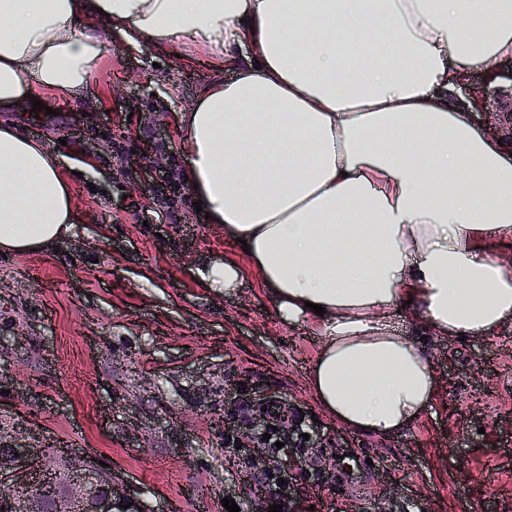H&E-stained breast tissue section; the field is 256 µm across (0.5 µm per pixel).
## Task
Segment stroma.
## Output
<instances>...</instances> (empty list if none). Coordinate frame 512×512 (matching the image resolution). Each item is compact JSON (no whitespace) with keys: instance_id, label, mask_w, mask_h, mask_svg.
Instances as JSON below:
<instances>
[{"instance_id":"stroma-1","label":"stroma","mask_w":512,"mask_h":512,"mask_svg":"<svg viewBox=\"0 0 512 512\" xmlns=\"http://www.w3.org/2000/svg\"><path fill=\"white\" fill-rule=\"evenodd\" d=\"M86 23L106 42L87 83L37 89L46 113H0L58 156L75 204L53 252L0 256V448L23 435L88 450L142 512H227L254 468L224 435V395L252 390L324 442L298 449L287 495L268 488L250 512H512V320L451 339L396 316L432 360L430 405L386 437L328 417L308 386L317 329L283 320L254 273L220 295L195 274L247 262L196 210L177 152L178 113L231 71ZM138 152L146 169L130 167Z\"/></svg>"}]
</instances>
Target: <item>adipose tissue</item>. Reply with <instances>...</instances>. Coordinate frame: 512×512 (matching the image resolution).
<instances>
[{"instance_id": "1", "label": "adipose tissue", "mask_w": 512, "mask_h": 512, "mask_svg": "<svg viewBox=\"0 0 512 512\" xmlns=\"http://www.w3.org/2000/svg\"><path fill=\"white\" fill-rule=\"evenodd\" d=\"M95 9L235 74L178 117L185 185L249 246L201 281L221 294L254 271L283 318L318 325L310 388L336 422L410 426L436 378L395 315L448 337L512 319V265L493 257L512 243V152L452 96L512 56V0H0V112L89 80ZM73 221L56 156L0 122V253L48 252Z\"/></svg>"}]
</instances>
